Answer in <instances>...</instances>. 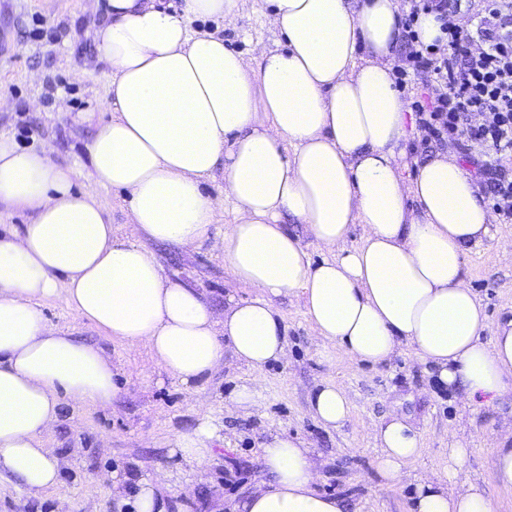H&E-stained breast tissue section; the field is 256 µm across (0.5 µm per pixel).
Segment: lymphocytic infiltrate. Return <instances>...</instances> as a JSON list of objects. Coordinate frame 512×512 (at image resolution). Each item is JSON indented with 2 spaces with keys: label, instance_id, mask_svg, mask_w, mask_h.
<instances>
[{
  "label": "lymphocytic infiltrate",
  "instance_id": "f902f5d3",
  "mask_svg": "<svg viewBox=\"0 0 512 512\" xmlns=\"http://www.w3.org/2000/svg\"><path fill=\"white\" fill-rule=\"evenodd\" d=\"M400 24L412 48L405 61L430 73L435 93L416 104V127L423 145L459 143L472 161L483 193L497 211L512 217V0H483L464 30L451 0H402ZM423 14L435 15L442 36L421 45L414 27ZM481 48H473V41Z\"/></svg>",
  "mask_w": 512,
  "mask_h": 512
}]
</instances>
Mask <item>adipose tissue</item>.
Segmentation results:
<instances>
[{"label": "adipose tissue", "instance_id": "obj_1", "mask_svg": "<svg viewBox=\"0 0 512 512\" xmlns=\"http://www.w3.org/2000/svg\"><path fill=\"white\" fill-rule=\"evenodd\" d=\"M282 47L252 58L196 19L233 21L239 0H105L94 30L109 68L108 121L87 146L93 189L74 191V168L48 149L0 134V214L26 224L0 234V474L31 492L55 486L59 457L44 436L64 402L107 405L120 393L112 358L48 323L39 305L58 299L128 348H146L184 387L207 377L225 352L262 373L286 356L275 297L297 293L323 344L380 365L412 348L439 385L472 399L512 388V319L489 325L467 281V256L494 217L453 150L418 162L403 182L408 132L392 76L402 42L398 0H268ZM224 173V196L204 190ZM129 197L144 237L118 234L97 189ZM224 265L248 300L223 310L201 291L165 278L145 248H199L225 209ZM328 251L312 263L288 221ZM365 235L347 247L353 225ZM491 342H483L485 330ZM323 426L344 425L346 392L322 382L309 399ZM378 470L402 484L421 451L406 416L375 430ZM453 441L443 475L421 479L411 512H496L464 470ZM268 482L237 512H345L320 493L314 453L272 434L261 445Z\"/></svg>", "mask_w": 512, "mask_h": 512}]
</instances>
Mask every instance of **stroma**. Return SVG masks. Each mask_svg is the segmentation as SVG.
<instances>
[{"mask_svg": "<svg viewBox=\"0 0 512 512\" xmlns=\"http://www.w3.org/2000/svg\"><path fill=\"white\" fill-rule=\"evenodd\" d=\"M85 0H0V133L22 146L52 144L56 161L75 168V189L89 187L86 145L110 117L105 109L108 70L93 42L96 18ZM265 0H243L233 22L193 21L217 33L227 47L250 56L255 44L279 47L283 38L269 24ZM231 213L219 216L205 244L194 250L149 244L165 277L204 291L216 309L227 296L254 297L234 283L218 248ZM468 282L489 323L512 315V220L497 216L492 236L468 257ZM286 326L288 357L262 375L260 404L238 409L230 397L254 375L232 355L193 388L172 379L148 350L128 349L83 324L63 303L44 301L49 322L99 345L120 372L122 389L111 405L63 404L45 445L63 461L59 484L40 494L15 478L0 477V512H135L137 483L165 477L167 512H234L265 481L259 445L269 434L297 436L321 465L319 492L342 498L347 512H409L416 476L443 472L450 438L465 444L471 479L512 512V490L491 478L495 448L512 420V391L492 403L470 405L459 392L434 385L411 348L389 363L356 364L345 352L322 359V342L304 314L300 295L274 298ZM324 380L336 381L352 402L340 429L323 427L309 411V398ZM405 415L422 436L424 451L410 462L405 482L385 484L376 468L373 431L391 412ZM218 427L204 465L174 452L175 437L202 417Z\"/></svg>", "mask_w": 512, "mask_h": 512, "instance_id": "obj_1", "label": "stroma"}]
</instances>
